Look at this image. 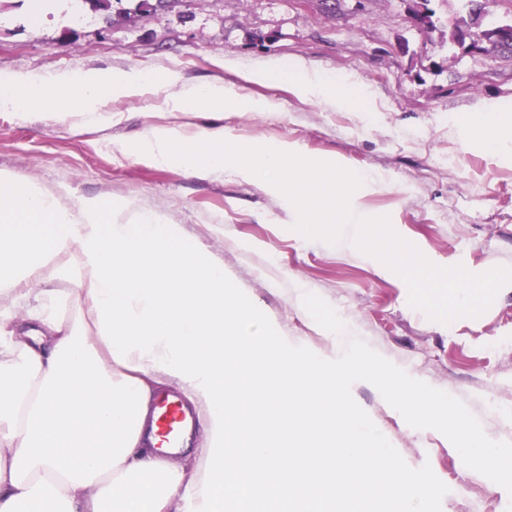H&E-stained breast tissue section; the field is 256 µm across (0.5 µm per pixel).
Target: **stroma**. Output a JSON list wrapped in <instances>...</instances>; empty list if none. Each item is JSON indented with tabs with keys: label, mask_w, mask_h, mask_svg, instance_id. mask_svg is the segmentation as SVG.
<instances>
[{
	"label": "stroma",
	"mask_w": 512,
	"mask_h": 512,
	"mask_svg": "<svg viewBox=\"0 0 512 512\" xmlns=\"http://www.w3.org/2000/svg\"><path fill=\"white\" fill-rule=\"evenodd\" d=\"M435 28L411 19L420 5ZM462 0H167L106 23L85 0H0V73L122 71L174 75L175 84L104 100L103 119L84 124L58 109L21 114L0 107V171L55 193L62 204L97 197L180 225L186 239L223 263L238 295L258 304L279 335L307 351L330 352L295 291L307 289L328 316L352 324L381 377L407 370L463 407L512 451V285L480 317L451 325L408 304V289L371 257L296 233L291 204L271 185L235 175L202 177L172 162L140 159L150 128L192 138L221 122L224 136L257 146L294 144L305 157L377 172L388 189L358 200L389 216L403 238L440 266L482 273L512 267V161L493 150L480 125L495 107L512 130V58L449 45ZM233 59L237 68L227 69ZM303 60L363 90L361 107L336 109L300 97L287 77L251 80L250 66ZM232 88L262 112L174 109L183 85ZM379 379L354 388V401L405 468L428 476L425 512H512V478L493 485L450 440L448 414L425 419L386 405Z\"/></svg>",
	"instance_id": "1"
}]
</instances>
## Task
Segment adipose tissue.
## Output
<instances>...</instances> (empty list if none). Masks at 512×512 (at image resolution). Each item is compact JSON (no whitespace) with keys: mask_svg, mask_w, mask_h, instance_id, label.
Wrapping results in <instances>:
<instances>
[{"mask_svg":"<svg viewBox=\"0 0 512 512\" xmlns=\"http://www.w3.org/2000/svg\"><path fill=\"white\" fill-rule=\"evenodd\" d=\"M284 74L305 98L350 100L349 81L302 62L253 71L263 81ZM158 82L134 68L65 72L49 94L37 79L1 73L0 105L27 113L63 99L91 121L104 99ZM72 248L78 268L51 267ZM54 278L70 282L81 319L59 315ZM323 330L333 337L327 354L276 335L259 306L226 288L223 264L159 215L90 198L64 207L0 171V512H224L228 501L242 512L268 501L278 512H325L339 490L420 512L429 480L402 483L394 456L350 442L366 427L353 388L377 362L347 324ZM161 384L178 386L203 415L204 440L181 466L157 447L149 398ZM381 397L424 418L442 406L404 372L390 375ZM448 431L487 480L512 474V455L465 409L449 412ZM318 436L332 437V448H299ZM148 472L161 484L141 485Z\"/></svg>","mask_w":512,"mask_h":512,"instance_id":"adipose-tissue-1","label":"adipose tissue"}]
</instances>
